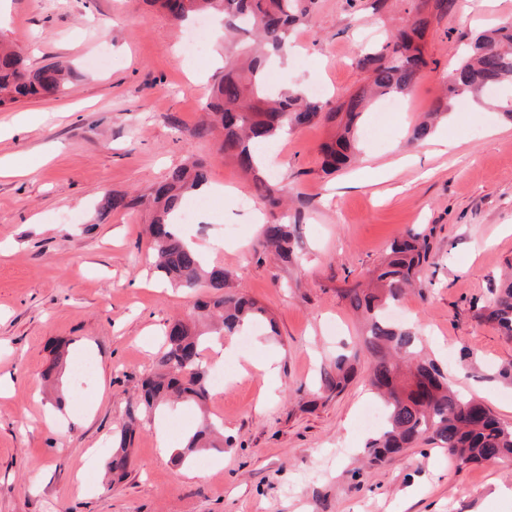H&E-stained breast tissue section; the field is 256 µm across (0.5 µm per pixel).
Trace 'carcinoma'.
Listing matches in <instances>:
<instances>
[{
	"label": "carcinoma",
	"instance_id": "carcinoma-1",
	"mask_svg": "<svg viewBox=\"0 0 512 512\" xmlns=\"http://www.w3.org/2000/svg\"><path fill=\"white\" fill-rule=\"evenodd\" d=\"M421 2L424 9H416L385 43L358 61L361 70L368 73L369 83L332 107L323 98L306 93H276L266 82L273 56L284 53L288 32L307 14L304 0H149L176 24L199 14L222 17L225 40L233 47L239 33L254 34V45L244 47L235 60L225 62L224 72L214 83L205 106L207 118L191 130L190 137L208 141L216 130H221L219 152L253 177L257 195L272 210L288 199V186L260 175L261 148L274 143L284 131L332 123L340 131L321 146L322 170L330 174L349 165L355 158L356 125L369 101L405 94L416 84L429 66L421 40L430 17L444 16L460 4V0ZM73 76L68 65H30L21 51L0 39V110L32 99L55 97L68 87ZM509 83L512 84L511 24L475 38L472 54L455 70L446 92L452 98L477 96ZM447 110L449 104L445 101L427 113L413 127L410 142L425 140L434 122ZM207 184L203 163L178 166L147 197L104 194L100 212L107 215L145 204L152 206L150 234L156 268L177 288L206 289V299L198 301L196 308L218 317L224 335L238 334L245 322L271 327L268 309L245 293L227 290L228 272L206 268L202 254L178 233V217L186 199L200 194ZM261 245L282 261L292 258L293 235L284 217L275 216L263 226ZM429 256V235L409 230L392 241L383 261L365 281L344 290L343 298L350 308L362 313L366 320L365 334L353 350L338 354L333 365L324 370L320 390L328 398L340 394L351 379L353 362L359 354L366 355V383L382 398L385 407V424L366 446L373 463L390 459L420 440L445 449L448 458L460 467L512 458V426L501 422L481 402L454 390L447 372L435 360L421 356L417 333L386 317V311L419 280ZM483 317L512 337V280L502 286ZM208 340L192 321L178 320L170 325L157 371L144 380L139 400L129 410L118 444L112 449L107 463L112 477H124L131 466L128 445L141 413L170 402L199 408L206 404L210 385L203 351ZM221 430L223 425L210 417L204 419L173 454V462L190 464L208 450L224 451L230 441L218 438Z\"/></svg>",
	"mask_w": 512,
	"mask_h": 512
}]
</instances>
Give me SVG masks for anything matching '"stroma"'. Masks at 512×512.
Instances as JSON below:
<instances>
[{
	"label": "stroma",
	"instance_id": "obj_1",
	"mask_svg": "<svg viewBox=\"0 0 512 512\" xmlns=\"http://www.w3.org/2000/svg\"><path fill=\"white\" fill-rule=\"evenodd\" d=\"M412 0H313L291 35L293 59L280 85L323 86L346 99L366 81L356 65L383 41ZM512 23V0H466L433 21L423 38L435 69L406 96L408 111L370 108L382 141L358 140V161L322 170L321 145L333 129L292 132L273 154L294 195L288 222L296 256L264 254L252 180L224 161L216 141L189 133L220 72L222 38L211 60L192 68L190 31L145 0H0V38L19 43L36 67L69 62L76 76L60 97L14 105L0 123L31 112L41 121L0 138V512H512V459L459 467L444 449L419 442L396 459L368 465V432L357 423L371 393L367 359L338 397L325 398L320 374L352 348L360 323L340 291L383 259L390 242L416 228L430 235L431 258L399 303L429 355L459 391L512 424V385L497 371L512 363V338L482 313L512 272V130L496 105L504 91L454 103L438 134L460 141L453 154L432 141L409 143L483 30ZM401 155L408 164L385 172ZM203 160L213 191L205 221L184 225L231 289L267 307L278 329L233 337L235 367L212 390L207 411L231 446L209 452L208 476L184 475L159 448L198 422L181 405L143 415L134 465L107 486L112 438L162 349L167 325L189 319L199 294L167 284L150 262V214L99 216L106 192L145 193L169 169ZM90 376L70 375L71 409L54 414L58 388L43 377L54 347ZM280 353L270 378L259 366Z\"/></svg>",
	"mask_w": 512,
	"mask_h": 512
}]
</instances>
